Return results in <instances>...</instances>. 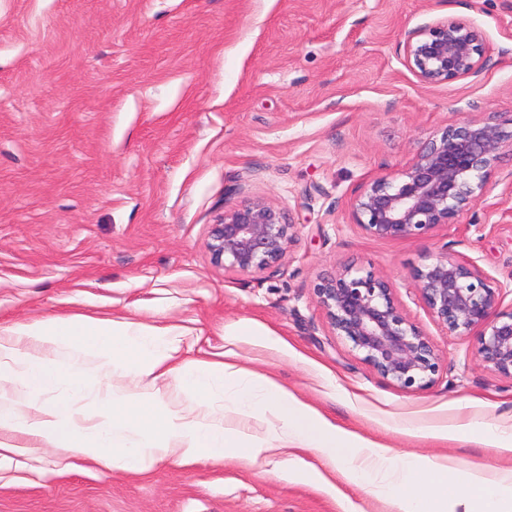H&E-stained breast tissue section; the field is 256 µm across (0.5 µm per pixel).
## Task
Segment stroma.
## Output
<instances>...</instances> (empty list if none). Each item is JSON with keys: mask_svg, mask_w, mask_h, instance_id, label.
Wrapping results in <instances>:
<instances>
[{"mask_svg": "<svg viewBox=\"0 0 512 512\" xmlns=\"http://www.w3.org/2000/svg\"><path fill=\"white\" fill-rule=\"evenodd\" d=\"M475 26L490 65L425 87L400 61L404 30ZM512 122V0H0V332L80 314L175 327L183 351L220 354L251 321L280 337L237 342L238 364L405 454L512 471L472 433H512V379L480 362L478 334L452 336L418 298L413 269L441 251L512 283V187L493 178L454 224L400 240L349 217L354 191L404 169L447 125ZM290 213L279 268L239 273L208 248L217 218L254 198ZM352 264L387 276L427 335L439 371L404 389L333 335L316 278ZM0 466V512H397L372 484L335 497L228 458L149 473L84 462L17 432Z\"/></svg>", "mask_w": 512, "mask_h": 512, "instance_id": "35a3bbf8", "label": "stroma"}]
</instances>
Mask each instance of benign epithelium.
<instances>
[{
    "label": "benign epithelium",
    "instance_id": "obj_1",
    "mask_svg": "<svg viewBox=\"0 0 512 512\" xmlns=\"http://www.w3.org/2000/svg\"><path fill=\"white\" fill-rule=\"evenodd\" d=\"M399 50L403 65L425 86L477 78L488 63L475 28L448 17L404 31ZM508 152L512 129L493 116L450 124L400 173L376 177L354 192L352 223L381 239L421 237L437 225L455 224L482 199ZM294 228L276 206L255 200L212 225L208 248L213 262L229 270L275 269L287 255ZM412 278L420 300L448 335L479 331L482 363L512 377V310H501L503 285L476 262L446 251L415 269ZM313 294L334 335L349 342L373 369L407 389L434 382L435 348L394 303L387 277L347 265L318 277Z\"/></svg>",
    "mask_w": 512,
    "mask_h": 512
}]
</instances>
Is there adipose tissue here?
Segmentation results:
<instances>
[{"instance_id": "ef3b65f1", "label": "adipose tissue", "mask_w": 512, "mask_h": 512, "mask_svg": "<svg viewBox=\"0 0 512 512\" xmlns=\"http://www.w3.org/2000/svg\"><path fill=\"white\" fill-rule=\"evenodd\" d=\"M259 334L250 322L225 330L224 358L216 361L184 357L171 326L130 317L51 316L18 327L0 336V384L14 389L10 398L0 392V430L24 431L113 472L146 473L169 459L184 467L220 463L228 456L252 464L283 459L290 478L314 480L333 494L339 490L341 460L355 457L364 477L380 471L389 461L386 448L336 426L268 374L238 367L235 342ZM264 337L271 346L281 344L273 334ZM60 349L67 350V357L55 358ZM86 353L97 356L103 370V381L94 389L98 419L90 429L77 425V412L64 399L28 414L17 411L15 398L25 393L83 390L80 357ZM116 378L130 379L137 387L116 391ZM161 379L176 382L188 399L187 410H172L159 399L155 386ZM219 387L231 394L230 408L221 412L210 403ZM251 418L269 422L268 440L251 434ZM313 448L321 452L320 464L304 458ZM401 471L404 485L388 488L399 512H473L478 496L486 512H512V476L496 475L482 461H471L461 477L447 461L408 455Z\"/></svg>"}]
</instances>
